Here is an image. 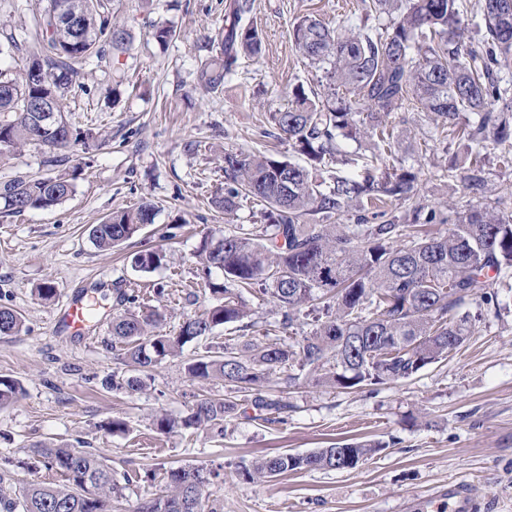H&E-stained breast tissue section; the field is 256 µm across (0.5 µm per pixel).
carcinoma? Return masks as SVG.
Listing matches in <instances>:
<instances>
[{
	"label": "carcinoma",
	"mask_w": 512,
	"mask_h": 512,
	"mask_svg": "<svg viewBox=\"0 0 512 512\" xmlns=\"http://www.w3.org/2000/svg\"><path fill=\"white\" fill-rule=\"evenodd\" d=\"M76 12L74 23L52 22L44 14L41 38L30 60L41 61L44 77L30 79L0 70V155L36 143L53 150L71 148L81 134L62 133L67 125L63 101L72 90L77 66L103 59L110 50L123 51L128 34L112 14V0H53ZM477 38L463 40L469 25L462 0H371L359 23L342 32L320 19L303 16L292 26V42L323 71V94L310 96L303 85L291 91L288 107L270 115V136L285 140L306 158L302 165L268 151L223 149L224 195L213 200L227 216L240 201L252 198L264 206V223L234 224L217 240L201 244L202 270H216L224 282H208L215 303L186 318L176 335L161 331L165 313L129 308L112 316V349L122 352L128 375L102 381L106 389L136 392L140 373L183 352L188 344L209 337L213 329L248 317L241 291L260 287L291 328L304 305L320 315L310 331L291 342L242 346L228 343L187 361L192 379H218L239 392H251L255 410L285 414L294 405L283 396L270 398L262 383L289 389L310 380L338 389L405 381L425 366L460 349L472 335L464 308L490 304L491 279L512 288V191L487 195L490 172L480 153L491 145L504 168L512 167V0H480ZM247 0L234 4L220 37L224 55L201 63L199 83L206 91L224 84L241 53L255 55L261 38L243 22ZM51 104L57 123L38 122L35 104ZM409 106L433 121L429 142L453 136L464 142V155H454L449 171L460 172L462 188L482 199L457 213L445 233L401 243L408 228L444 224L433 206L418 199L417 175L395 169L357 179H318L328 163L343 155L341 140L377 138L384 153L399 140L387 130L389 116ZM74 192L65 175L19 176L0 182V212L20 214L51 209ZM414 201L411 217L401 223L370 220L384 216L378 208L394 200ZM157 207L150 201L109 214L90 231L95 248L109 251L154 223ZM356 213L347 224L349 213ZM163 250L135 254L132 267L151 272L163 265ZM494 276H489V273ZM22 315L0 306V336L23 330ZM22 393L21 384L0 378V406ZM228 398L195 400L181 420H156L170 432L211 427L224 432V417L235 409ZM379 442H351L320 448L305 456L278 453L260 456L242 466L249 480L274 479L290 472L353 469L371 457ZM34 460L61 477L57 483H30L18 494L0 487V512H112L119 495L112 468L91 451L67 446H38ZM214 473L200 467L168 472L163 489L140 503L137 512H205V493Z\"/></svg>",
	"instance_id": "carcinoma-1"
}]
</instances>
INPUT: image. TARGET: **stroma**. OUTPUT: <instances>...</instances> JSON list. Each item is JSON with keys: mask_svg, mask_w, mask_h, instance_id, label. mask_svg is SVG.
Masks as SVG:
<instances>
[{"mask_svg": "<svg viewBox=\"0 0 512 512\" xmlns=\"http://www.w3.org/2000/svg\"><path fill=\"white\" fill-rule=\"evenodd\" d=\"M233 0H112V9L132 35L128 51L92 61L80 72L82 92L67 100L66 119L86 138L59 151L31 144L0 155V182L25 175H73L75 191L63 204L19 215H0V306L22 314L24 330L0 336V375L20 382L23 393L0 408V457L13 466L9 483L22 487L53 481L30 469L35 446L69 445L104 456L121 488L114 512H135L142 499L164 485L178 467L217 472L208 489L215 512H449L443 491L463 485L465 512H512V290L495 285L498 313L469 305L474 334L457 352L423 368L411 379L375 388L334 389L300 382L285 417L257 419L248 396H235L236 410L224 419V434L206 428L157 430L154 419L180 418L195 399L224 394L222 381L190 379L185 359L170 358L142 375L136 394L102 389L100 382L126 370L112 348L111 315L117 290L139 303L160 307L164 332L177 334L183 321L213 301L197 251L204 239L220 237L227 224L261 223L262 207L245 200L225 216L213 200L224 191L217 147L252 151L278 146L299 161L288 144L268 138L271 113L287 108L295 85L317 88V71L292 45L295 19L313 15L344 29L361 0H251L250 21L262 37V52L239 57L224 87L201 90L202 61L219 56L217 38ZM48 0H0V42L16 38L19 52L0 57V69L18 73L33 46L36 24ZM171 40L154 37L158 28ZM401 146L379 155L369 142L344 141L349 161L341 175L413 167L419 195L446 218L476 200L449 177L451 154L462 143H440L412 153L431 122L420 112L389 119ZM152 201L153 224L109 252L98 251L90 230L109 213ZM162 248L167 263L135 271L131 254ZM53 284L56 296L37 290ZM101 290L109 313L81 336L57 320L71 299ZM249 330L229 324L213 332L221 343L238 336L257 342L284 337L278 309L267 295L243 293ZM126 422L109 433L105 422ZM382 441L383 447L351 470H304L269 482H250L241 467L267 453H306L339 441Z\"/></svg>", "mask_w": 512, "mask_h": 512, "instance_id": "35a3bbf8", "label": "stroma"}]
</instances>
